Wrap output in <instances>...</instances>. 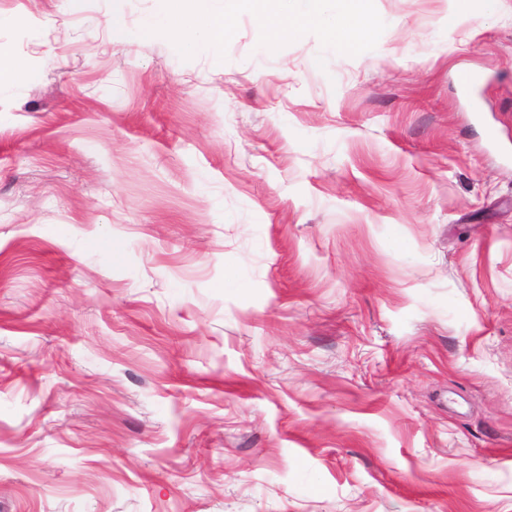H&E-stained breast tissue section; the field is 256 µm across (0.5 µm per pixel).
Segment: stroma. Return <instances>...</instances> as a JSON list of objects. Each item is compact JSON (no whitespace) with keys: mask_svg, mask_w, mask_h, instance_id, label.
<instances>
[{"mask_svg":"<svg viewBox=\"0 0 512 512\" xmlns=\"http://www.w3.org/2000/svg\"><path fill=\"white\" fill-rule=\"evenodd\" d=\"M374 4L0 0V512H512V0ZM26 76L24 65L17 58L0 52V88L10 87Z\"/></svg>","mask_w":512,"mask_h":512,"instance_id":"obj_1","label":"stroma"}]
</instances>
